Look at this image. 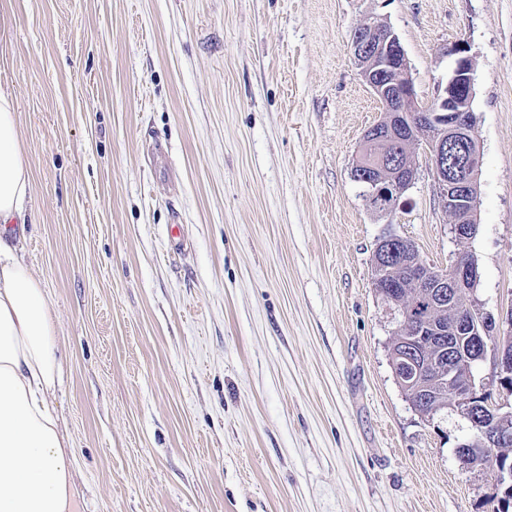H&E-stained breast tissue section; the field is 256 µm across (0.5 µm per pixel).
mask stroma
<instances>
[{"label":"stroma","instance_id":"stroma-1","mask_svg":"<svg viewBox=\"0 0 512 512\" xmlns=\"http://www.w3.org/2000/svg\"><path fill=\"white\" fill-rule=\"evenodd\" d=\"M387 19L431 100L465 42L478 230L431 165L388 215L351 176L382 105L351 50ZM81 512H495L469 421L421 416L374 287L390 234L512 309V0H0ZM453 232L458 239H472L477 231V203L472 199L465 212L453 215Z\"/></svg>","mask_w":512,"mask_h":512}]
</instances>
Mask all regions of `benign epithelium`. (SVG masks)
<instances>
[{
	"mask_svg": "<svg viewBox=\"0 0 512 512\" xmlns=\"http://www.w3.org/2000/svg\"><path fill=\"white\" fill-rule=\"evenodd\" d=\"M352 57L366 84L383 105V118L363 135V147L371 143L400 144L402 155L380 156L370 162L365 154L355 161L351 176L374 188L383 197L399 198L413 183L420 165L415 146L427 147V158L434 171L443 207L450 208L472 195L478 188L481 152L473 113L474 69L464 55L465 43L457 45L461 54L456 60L446 86L434 100L422 101L415 88L404 49L391 25L382 18L364 23L352 35ZM477 231V203L469 202L465 212L453 216V232L458 239H471ZM400 245L401 266L415 272V282L421 288H455L472 285L477 263L470 254L460 255L454 265L440 272L413 257L416 249L404 239L389 235L379 240L373 254L374 282L385 288L386 267L383 261ZM404 323H414L412 335L399 340V345L417 359L418 376L430 374L434 381L454 389L457 411L469 420L474 438L462 447L481 462H487L496 486L512 493V463L506 464L490 456L491 449L512 443V429L503 420L512 418V411L491 405L484 395L477 394L474 369L487 352H493L499 370V383L512 385V347L506 343L512 332V311L499 318L491 341L486 325L488 317L470 304L454 312L448 322V333L459 334L463 329L481 343V351L464 359L445 364L427 356L422 336L431 329L429 312L409 308L402 311Z\"/></svg>",
	"mask_w": 512,
	"mask_h": 512,
	"instance_id": "obj_1",
	"label": "benign epithelium"
}]
</instances>
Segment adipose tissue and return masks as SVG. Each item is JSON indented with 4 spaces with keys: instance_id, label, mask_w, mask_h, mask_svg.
I'll return each mask as SVG.
<instances>
[{
    "instance_id": "adipose-tissue-1",
    "label": "adipose tissue",
    "mask_w": 512,
    "mask_h": 512,
    "mask_svg": "<svg viewBox=\"0 0 512 512\" xmlns=\"http://www.w3.org/2000/svg\"><path fill=\"white\" fill-rule=\"evenodd\" d=\"M31 192L13 101L0 92V512H78L71 445L48 402L62 382L52 311L10 241Z\"/></svg>"
}]
</instances>
